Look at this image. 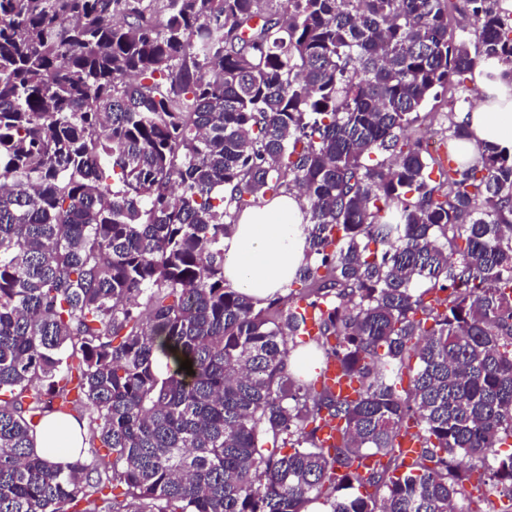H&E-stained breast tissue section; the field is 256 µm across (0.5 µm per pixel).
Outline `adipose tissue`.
I'll return each instance as SVG.
<instances>
[{
    "label": "adipose tissue",
    "instance_id": "1",
    "mask_svg": "<svg viewBox=\"0 0 512 512\" xmlns=\"http://www.w3.org/2000/svg\"><path fill=\"white\" fill-rule=\"evenodd\" d=\"M491 62L478 60L473 78L485 96L479 108L464 113L471 136L469 157L492 146L512 153V82L493 75ZM305 206L293 194L282 195L243 211L224 239L226 285L261 303L282 293L306 259ZM81 429L76 421L48 419L35 439L38 454L66 464L77 457Z\"/></svg>",
    "mask_w": 512,
    "mask_h": 512
}]
</instances>
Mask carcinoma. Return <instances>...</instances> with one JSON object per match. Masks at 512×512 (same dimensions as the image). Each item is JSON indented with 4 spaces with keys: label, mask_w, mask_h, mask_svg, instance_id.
Masks as SVG:
<instances>
[{
    "label": "carcinoma",
    "mask_w": 512,
    "mask_h": 512,
    "mask_svg": "<svg viewBox=\"0 0 512 512\" xmlns=\"http://www.w3.org/2000/svg\"><path fill=\"white\" fill-rule=\"evenodd\" d=\"M465 2L473 53L452 0H0V512H473L477 467L512 512V155L408 135L512 79V10ZM289 192L301 288L258 308L224 236ZM471 19L464 0H457V10H454L449 18L448 37L454 40L464 39L473 53L476 46L474 28L468 24ZM447 97L448 95L442 94L438 99L430 98L423 112H437V114L435 115L432 124L430 123L432 117H428L426 120L420 121L416 124L410 131L412 138H433V147L438 145L441 138V128H447L450 124L449 108L446 105ZM446 113H448V117ZM320 381L343 396H351L353 394L354 385L350 384L348 379L342 375L336 360L331 359L325 365ZM81 441V429L75 420L62 424L50 418L37 432L34 448L53 463L66 464L78 457L75 448H80Z\"/></svg>",
    "instance_id": "1"
}]
</instances>
